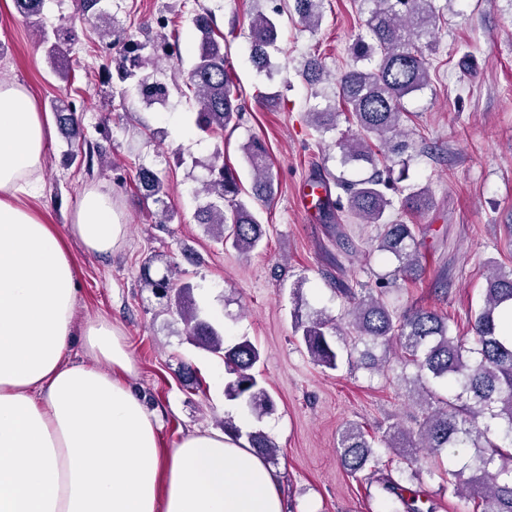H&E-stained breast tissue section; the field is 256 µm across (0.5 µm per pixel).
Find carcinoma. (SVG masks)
<instances>
[{
  "mask_svg": "<svg viewBox=\"0 0 512 512\" xmlns=\"http://www.w3.org/2000/svg\"><path fill=\"white\" fill-rule=\"evenodd\" d=\"M325 0H283L268 13L252 15L248 27L250 59L257 69L272 75V55L278 51L281 17L286 15L302 28L313 32L323 18ZM435 0H361L367 6L364 32L358 34L352 47L353 63L338 78L339 101L312 105L308 118L320 134L337 129L340 117L356 126V131L339 141L343 166L367 164L373 168L387 165L411 149L402 129L404 100L423 91L430 82V62L426 52L436 47L429 40L440 16ZM192 23L196 31V60L185 76V84L197 102V126L208 132H224V128L243 111L242 92L231 81L226 69L224 44L211 10L199 7ZM160 33L151 41H140L123 35L115 27L97 26L103 39L122 46V61L132 67L119 66L122 80L137 79L144 98L154 100L166 94V87L153 80V75L140 73L159 55H174L178 40H169L165 19L157 21ZM54 73L68 79L67 48L59 35L42 33ZM303 76L313 86L328 76L320 55L313 54L304 63ZM59 124L70 139L83 137L76 114L64 100L54 105ZM246 162L253 170V185L248 199H241L243 189L235 171L224 164L217 152L207 165L208 177L201 192L207 198L196 213L199 224H206L214 237L230 244L236 251L249 255L259 247L267 230L260 223L255 206L268 203L276 193L265 143L250 138L242 146ZM138 181L142 201L156 207L159 223L173 218L164 180L148 169H140ZM325 191L319 209L327 215L336 212L353 215L362 224H377L381 232L369 254L378 253L392 262V270L377 277L375 287L355 293L341 288L339 293L351 296L352 306L341 327L336 318L319 313L314 318L295 314V332L301 334L308 354L314 362L336 369L340 362L338 344L351 345L360 352V366L370 371L382 370V359L375 350L398 343L405 354V365L415 370L413 391L420 396L422 419L416 431H408L397 423L387 426L377 438L361 426L349 424L342 429L337 452L343 469L353 477L371 478L368 472L376 456L375 443L398 452L405 468L415 477L423 469L421 448L440 455L448 448L466 445L475 449L472 457L457 470L446 469L439 477L454 494L466 493L477 501L481 512H512V335L503 334L506 316L512 312V268L494 261L487 262L483 305L470 320L472 341L454 336L448 319L433 309L410 306L398 312L390 308L385 296L397 281L413 282L422 272L417 225L391 219L394 201L389 196L391 180L379 171L359 180L336 178L343 195L331 198L329 178L319 176ZM431 206L428 190L418 188L400 201L406 212L421 214ZM168 267L157 276L151 275V263L143 267L145 285L167 304L175 308L183 324V333L191 341L206 347L224 359L228 381L225 395L243 399L252 412L261 417L273 411L274 403L253 373L260 362L257 346L243 338L232 346L201 314L192 297L193 288L172 276ZM248 443L268 460L275 461L276 445L260 430L247 435Z\"/></svg>",
  "mask_w": 512,
  "mask_h": 512,
  "instance_id": "carcinoma-1",
  "label": "carcinoma"
}]
</instances>
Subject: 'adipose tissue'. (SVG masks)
Instances as JSON below:
<instances>
[{
  "instance_id": "1",
  "label": "adipose tissue",
  "mask_w": 512,
  "mask_h": 512,
  "mask_svg": "<svg viewBox=\"0 0 512 512\" xmlns=\"http://www.w3.org/2000/svg\"><path fill=\"white\" fill-rule=\"evenodd\" d=\"M52 137L28 90L0 82V512H284L274 467L248 444L195 430L163 447L111 322L76 328L79 283L62 237L19 205ZM93 254L126 237L109 191L70 224ZM82 339L90 361L70 356Z\"/></svg>"
}]
</instances>
